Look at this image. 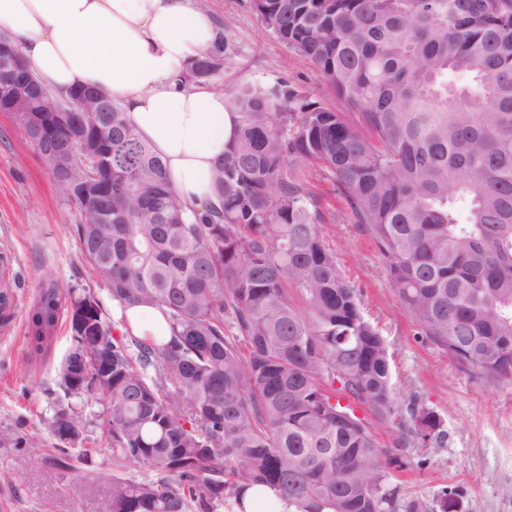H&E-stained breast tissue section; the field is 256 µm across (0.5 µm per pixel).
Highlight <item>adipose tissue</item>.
Masks as SVG:
<instances>
[{"label":"adipose tissue","mask_w":512,"mask_h":512,"mask_svg":"<svg viewBox=\"0 0 512 512\" xmlns=\"http://www.w3.org/2000/svg\"><path fill=\"white\" fill-rule=\"evenodd\" d=\"M48 90L91 86L112 98L164 158L192 210L213 203L211 174L236 116L225 96L180 76L216 28L197 0H0V31Z\"/></svg>","instance_id":"ef3b65f1"}]
</instances>
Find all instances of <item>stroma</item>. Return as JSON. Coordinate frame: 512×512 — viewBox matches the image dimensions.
<instances>
[{
	"mask_svg": "<svg viewBox=\"0 0 512 512\" xmlns=\"http://www.w3.org/2000/svg\"><path fill=\"white\" fill-rule=\"evenodd\" d=\"M208 7L227 41L225 89L284 81L340 109L318 69L264 29L250 0H208ZM298 175L316 194L324 241L359 289L362 312L384 340L400 399L434 412L445 430L429 446L397 449L395 426L370 404L356 403L377 445L405 461L403 468L390 469V485L398 487L400 500L426 503L431 512L445 488L458 490L466 510L512 512L506 493L512 487V384L449 360L399 300L376 241L352 222L322 168L307 164ZM79 220L43 157L11 114L0 112V275L17 283L7 320L0 322V512H111V471L81 466L62 472L48 429L62 407L85 414L98 409L91 397L65 396L57 384L55 369L71 346L70 324L60 318L44 356H31L27 339L29 311L43 279L64 290H89L104 308L112 306L80 253L73 232ZM35 433L42 447L28 446Z\"/></svg>",
	"mask_w": 512,
	"mask_h": 512,
	"instance_id": "1",
	"label": "stroma"
}]
</instances>
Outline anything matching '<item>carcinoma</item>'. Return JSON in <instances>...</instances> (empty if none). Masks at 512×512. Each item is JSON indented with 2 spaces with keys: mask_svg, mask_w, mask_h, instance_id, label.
Listing matches in <instances>:
<instances>
[{
  "mask_svg": "<svg viewBox=\"0 0 512 512\" xmlns=\"http://www.w3.org/2000/svg\"><path fill=\"white\" fill-rule=\"evenodd\" d=\"M252 3L347 113L283 83L226 93L237 120L212 181L222 206L190 215L121 107L84 90L110 111L73 165L100 191L96 157L112 141V223L54 179L125 332L112 336L100 307L87 336L71 322L66 358L85 371L80 385L59 386L99 409L55 414L57 465L112 466V512H223L252 485L277 489L298 512H395L387 467L397 458L352 402L389 419L403 448L440 439L442 424L395 393L383 339L324 242L297 168L326 172L448 358L512 384V0ZM225 59L221 29L185 82L222 88ZM87 297L72 289L65 301L42 283L28 318L34 355ZM132 307L161 311L168 331L133 335ZM60 422L77 442L57 435ZM130 465L147 476L122 477Z\"/></svg>",
  "mask_w": 512,
  "mask_h": 512,
  "instance_id": "cac0c4a2",
  "label": "carcinoma"
}]
</instances>
